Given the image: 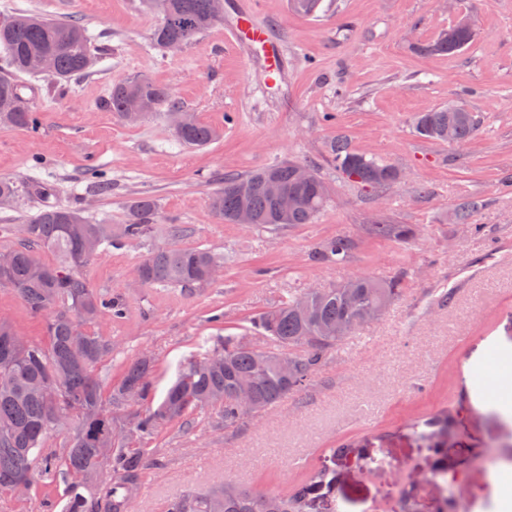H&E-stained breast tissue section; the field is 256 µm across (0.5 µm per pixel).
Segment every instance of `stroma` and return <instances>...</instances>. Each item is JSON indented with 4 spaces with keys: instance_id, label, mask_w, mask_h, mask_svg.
Masks as SVG:
<instances>
[{
    "instance_id": "obj_1",
    "label": "stroma",
    "mask_w": 512,
    "mask_h": 512,
    "mask_svg": "<svg viewBox=\"0 0 512 512\" xmlns=\"http://www.w3.org/2000/svg\"><path fill=\"white\" fill-rule=\"evenodd\" d=\"M224 20L180 50L154 44L156 15L142 0H0V18L16 13L76 17L107 52L68 86L50 75L21 76L25 101L44 115L39 134L0 127V178H31L41 159L57 188L53 203L76 205L92 221L124 223L129 201L146 193L158 206L150 237L100 251L83 268L90 287L122 302L123 318H101L95 331L112 344L94 374L110 392L138 353L152 355L156 396L205 340L249 329L254 315L315 287L357 276L401 281V296L377 321L358 327L328 353L307 385L275 407L228 429L211 419L164 424L151 442L155 464L132 512H163L168 499L233 483L281 491L311 467L331 471L330 492L311 512H382L410 473L428 469L430 452L411 426L449 406L459 472L473 474L490 444L512 440V0H323L318 17L289 11L288 0H260L259 20L284 44V83L265 79L224 38ZM468 17L463 50L423 53V46ZM146 78L167 87L180 106L223 128L209 146L176 143L165 113L128 123L102 108L113 83ZM460 102L481 122L465 144L419 136L414 118ZM400 171L386 191L362 186L336 165L330 145ZM301 161L325 182L330 199L311 224L275 229L221 221L209 197L225 176L282 161ZM106 168L112 190L87 189L84 171ZM21 197L0 209V248L20 240L19 226L44 205ZM476 202L468 224L455 207ZM386 219L409 225L406 241L370 236ZM178 224L181 237L169 229ZM352 240L349 258L320 263L326 239ZM201 246L224 257V272L193 291L147 287L140 262L155 249ZM451 301L439 304L442 293ZM0 319L45 346V320L13 291L0 288ZM355 439L367 462L335 461L333 446ZM63 484L0 497V512H50Z\"/></svg>"
}]
</instances>
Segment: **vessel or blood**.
I'll return each instance as SVG.
<instances>
[{
	"mask_svg": "<svg viewBox=\"0 0 512 512\" xmlns=\"http://www.w3.org/2000/svg\"><path fill=\"white\" fill-rule=\"evenodd\" d=\"M255 0H243L235 13L233 22V42L243 55H251L253 46H261L264 51V67L269 80L280 79L286 71L282 45L274 39L268 29L255 15Z\"/></svg>",
	"mask_w": 512,
	"mask_h": 512,
	"instance_id": "vessel-or-blood-1",
	"label": "vessel or blood"
}]
</instances>
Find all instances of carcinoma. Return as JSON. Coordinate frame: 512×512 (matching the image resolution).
Segmentation results:
<instances>
[{
  "mask_svg": "<svg viewBox=\"0 0 512 512\" xmlns=\"http://www.w3.org/2000/svg\"><path fill=\"white\" fill-rule=\"evenodd\" d=\"M160 20L153 30L154 42L166 49L181 48L209 29L219 18L216 0H146ZM322 0H289L290 9L303 16H314ZM473 29H448L423 51L453 54L468 46ZM0 47L14 73L35 74L39 57L53 60L52 74L61 82L79 79L90 73L93 59L102 52L98 42L80 22L67 18L50 20L38 14H15L0 21ZM23 85L13 78H0V100L9 99L14 108L0 112V125L36 134L42 125V112L21 105ZM138 100L147 113L167 109L178 111L172 93L148 80H125L112 84L103 106L123 118L130 104ZM454 130V143L464 144L477 135L480 122L461 104L431 112L415 119L416 132L429 140L448 141V128ZM187 147L209 145L220 131L198 119L174 132ZM339 168L355 181L382 191L395 178L387 175L389 166L364 154L349 150L338 139L331 147ZM295 163H280L251 171L243 176L224 177V183L211 194L210 205L221 219L236 223L239 210L246 208L255 224L277 228L283 224H310L324 210L329 190L319 176L308 184L298 183L293 175ZM85 182L99 193H108L112 178L93 166L84 174ZM277 182L298 199L296 207L282 215L266 191V184ZM53 185L41 178L23 184L0 179V199L21 194L48 196ZM127 223L112 228L89 221L80 210L47 205L21 225L22 238L16 246L4 248L8 266L0 277L22 299L28 309L45 317L49 345L27 343L10 335L12 326L0 321V494L14 492L15 484L30 478L31 484L65 483L61 512H130L133 498L130 486L141 485L152 464L150 448L159 428L215 413L219 423L231 427L245 412L235 398L241 379H249L257 400L267 409L288 393L300 390L326 354L341 339L326 334L338 325L357 328L376 310L388 308L401 293V282L374 277H358L349 291L328 288L322 294L308 292L290 297L280 305L250 320L252 329L266 336L276 348L293 347L303 336L312 340L296 353L295 375L286 382L272 365H259L255 352L243 345L245 337L227 335L216 340L202 354L185 360L175 380L158 404H153L154 360L142 352L125 369L111 391L112 407L125 405V391L139 393V412L128 419V433L105 455L99 437L117 424L106 410L103 392L94 377L95 367L107 356L110 344L91 332L104 315H122L121 304L95 292L81 275V269L103 247H122L148 236L153 229L157 203L149 195L131 200ZM377 238L408 239L413 230L406 224H391L382 219L369 227ZM55 254L53 264L41 261L35 250ZM352 241L336 236L322 242L316 259L341 263L347 260ZM224 264V256L203 247L168 246L151 252L137 267L145 286L181 288L185 291L212 282L210 267ZM305 300L309 310L302 312L295 302ZM52 382L55 396L44 395L37 387ZM453 417L439 410L414 421L420 438L436 447L437 465L432 477L450 470L448 434ZM69 426L72 435L66 448L56 453L44 448L52 430ZM111 478L100 479L104 470ZM331 473L311 468L291 488L261 492L229 485H213L202 491L171 498L165 512H310L313 498L330 487Z\"/></svg>",
  "mask_w": 512,
  "mask_h": 512,
  "instance_id": "obj_1",
  "label": "carcinoma"
}]
</instances>
